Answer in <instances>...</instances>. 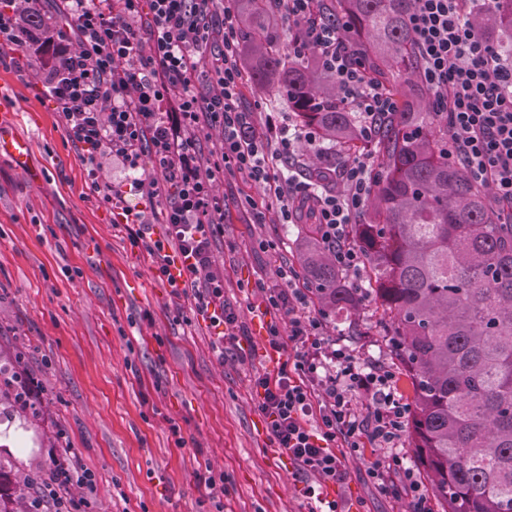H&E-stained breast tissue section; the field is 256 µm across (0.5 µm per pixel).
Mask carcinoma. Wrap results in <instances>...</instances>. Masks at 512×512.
Returning a JSON list of instances; mask_svg holds the SVG:
<instances>
[{
	"mask_svg": "<svg viewBox=\"0 0 512 512\" xmlns=\"http://www.w3.org/2000/svg\"><path fill=\"white\" fill-rule=\"evenodd\" d=\"M414 0H321L323 17L360 34L368 70L403 103L367 147L377 169L364 222L367 290L386 347L408 382L410 448L442 512H512V224L488 187L448 160V121L432 112L416 75L408 16ZM244 69L285 99L324 145L360 150L358 117L334 80L293 59L271 0H237ZM473 27L512 59V0L470 9ZM300 259L316 303L338 315L362 308L315 225ZM0 469V512H19Z\"/></svg>",
	"mask_w": 512,
	"mask_h": 512,
	"instance_id": "1",
	"label": "carcinoma"
}]
</instances>
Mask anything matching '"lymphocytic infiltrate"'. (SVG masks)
I'll use <instances>...</instances> for the list:
<instances>
[{
  "instance_id": "1",
  "label": "lymphocytic infiltrate",
  "mask_w": 512,
  "mask_h": 512,
  "mask_svg": "<svg viewBox=\"0 0 512 512\" xmlns=\"http://www.w3.org/2000/svg\"><path fill=\"white\" fill-rule=\"evenodd\" d=\"M234 0H0V65L20 57L41 60L43 81L66 134L80 150L99 202L119 211L132 247L152 259L154 275L173 300L192 301L195 315L221 327L215 351L245 360L248 327L224 297L215 236L230 209L265 223L316 224L337 267L360 287L364 253L354 224L373 190L374 160L360 153L332 171L340 189L309 177L306 158L325 156L315 127L287 112L257 125L242 104L247 76L239 62ZM286 21L288 51L311 60L336 82L341 103L360 117L359 138L370 144L379 117L400 103L369 76L353 51L348 25L317 16V0H275ZM37 10L52 37L24 28L25 11ZM468 0H415L409 15L418 79L433 112L448 117V157L492 191L501 223L512 224V62L504 61L468 19ZM215 131V149L203 152L199 133ZM133 172L126 188L104 181V165ZM240 178L237 193L219 192L226 177ZM160 207L164 239L152 236L146 207ZM267 346L283 355L276 375L253 374L251 389L268 436L316 484L303 494L308 512H343L320 487L347 479V457L369 456L367 474L382 495L404 500L405 512H434L421 471L408 461L406 428L413 407L399 387L396 367L362 363L337 346L330 314L318 308L289 263L261 285ZM0 381L26 407L40 401L41 383L23 359ZM95 492L93 474L55 456L28 512H82Z\"/></svg>"
}]
</instances>
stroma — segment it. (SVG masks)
Returning <instances> with one entry per match:
<instances>
[{"label":"stroma","instance_id":"stroma-1","mask_svg":"<svg viewBox=\"0 0 512 512\" xmlns=\"http://www.w3.org/2000/svg\"><path fill=\"white\" fill-rule=\"evenodd\" d=\"M38 65L0 66V129L31 144L25 165L0 154V365L16 353L41 383L38 410L0 393V469L26 498L53 455L80 460L94 476V512H215L201 504L195 473L224 474V512H308L286 453L268 442L251 390L253 373L276 374L266 352L259 292L240 281L272 282L280 263L298 264L303 228L275 215L252 224L231 211L215 240L224 294L246 322L255 352L219 363L218 330L173 303L147 254L115 230L118 215L91 200L65 119L39 85ZM276 243L264 251L254 241ZM337 343L365 363H390L371 310L329 325ZM175 419L184 446L165 423ZM333 487L347 512H401L381 495L360 460Z\"/></svg>","mask_w":512,"mask_h":512}]
</instances>
